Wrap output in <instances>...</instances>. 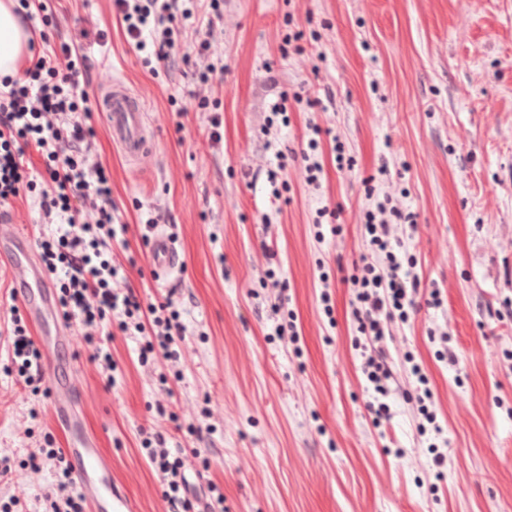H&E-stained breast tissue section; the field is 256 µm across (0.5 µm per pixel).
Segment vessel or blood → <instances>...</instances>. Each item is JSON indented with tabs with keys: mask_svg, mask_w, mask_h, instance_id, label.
Listing matches in <instances>:
<instances>
[{
	"mask_svg": "<svg viewBox=\"0 0 512 512\" xmlns=\"http://www.w3.org/2000/svg\"><path fill=\"white\" fill-rule=\"evenodd\" d=\"M97 107L105 112L112 141L119 146L125 161L137 167L147 165L150 147L142 100L131 94L122 81L115 80L98 98ZM0 253L8 260L11 282L18 290L25 316L34 324H43L54 309L49 277L35 260L29 233L5 217L0 219ZM149 262L157 276L166 277L180 270L183 259L174 240L157 232L150 239ZM63 456L73 479L88 498L91 512H136L134 500L116 489L102 449L82 443L64 449Z\"/></svg>",
	"mask_w": 512,
	"mask_h": 512,
	"instance_id": "vessel-or-blood-1",
	"label": "vessel or blood"
}]
</instances>
